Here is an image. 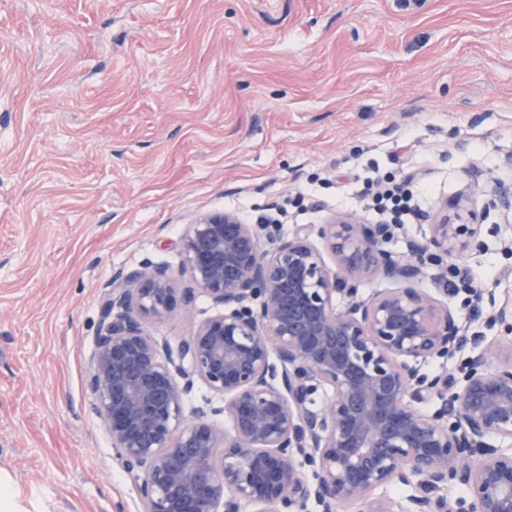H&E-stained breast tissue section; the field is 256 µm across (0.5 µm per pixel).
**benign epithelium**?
Here are the masks:
<instances>
[{
  "mask_svg": "<svg viewBox=\"0 0 512 512\" xmlns=\"http://www.w3.org/2000/svg\"><path fill=\"white\" fill-rule=\"evenodd\" d=\"M466 198L427 211L430 236L396 258L386 224L332 214L261 245L260 224L206 213L181 239L194 287L176 296L169 266L112 273L87 359L92 408L114 458L137 476L143 512H512V339L484 343L421 287L420 257L478 245ZM324 241L336 267L313 242ZM389 284L368 297L359 286ZM208 297L216 313L177 347L148 332L178 305ZM465 355L454 372L430 359ZM204 382L222 397L220 428L187 398ZM330 396L313 407V395ZM416 484L402 505L375 491ZM454 484L466 496L446 500Z\"/></svg>",
  "mask_w": 512,
  "mask_h": 512,
  "instance_id": "7a95c632",
  "label": "benign epithelium"
}]
</instances>
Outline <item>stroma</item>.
Masks as SVG:
<instances>
[{
	"label": "stroma",
	"mask_w": 512,
	"mask_h": 512,
	"mask_svg": "<svg viewBox=\"0 0 512 512\" xmlns=\"http://www.w3.org/2000/svg\"><path fill=\"white\" fill-rule=\"evenodd\" d=\"M414 174L422 210L476 196L492 272L473 311L512 307V0H0V469L44 512H141L85 388L113 269L179 272L181 238L229 210L280 232L360 212L371 170ZM205 296L149 324L170 345Z\"/></svg>",
	"instance_id": "1"
}]
</instances>
